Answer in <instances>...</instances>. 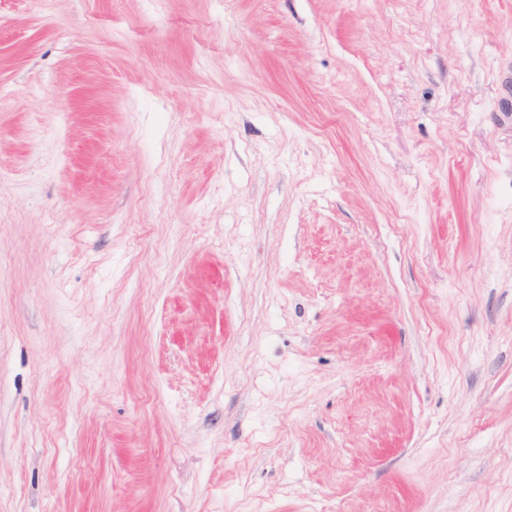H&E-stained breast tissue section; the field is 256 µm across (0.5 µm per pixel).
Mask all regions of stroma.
<instances>
[{
    "instance_id": "35a3bbf8",
    "label": "stroma",
    "mask_w": 512,
    "mask_h": 512,
    "mask_svg": "<svg viewBox=\"0 0 512 512\" xmlns=\"http://www.w3.org/2000/svg\"><path fill=\"white\" fill-rule=\"evenodd\" d=\"M0 512H512V0H0Z\"/></svg>"
}]
</instances>
